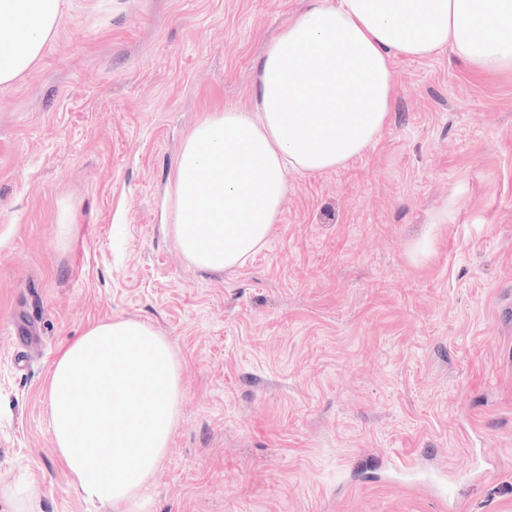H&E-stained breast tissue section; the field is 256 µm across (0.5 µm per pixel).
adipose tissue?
Instances as JSON below:
<instances>
[{
  "mask_svg": "<svg viewBox=\"0 0 512 512\" xmlns=\"http://www.w3.org/2000/svg\"><path fill=\"white\" fill-rule=\"evenodd\" d=\"M65 0H0V86L41 60ZM484 72L512 71V0H309L266 47L256 109L212 112L179 151L176 245L209 272L244 267L267 244L293 171L361 155L391 112L393 57L445 50ZM182 364L152 325L89 326L52 363L48 416L57 458L85 500L128 512L178 425Z\"/></svg>",
  "mask_w": 512,
  "mask_h": 512,
  "instance_id": "obj_1",
  "label": "adipose tissue"
}]
</instances>
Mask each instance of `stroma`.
<instances>
[{
  "label": "stroma",
  "mask_w": 512,
  "mask_h": 512,
  "mask_svg": "<svg viewBox=\"0 0 512 512\" xmlns=\"http://www.w3.org/2000/svg\"><path fill=\"white\" fill-rule=\"evenodd\" d=\"M306 4L68 0L0 87V479L41 512H106L52 451L45 387L117 318L183 366L133 512H512V72L393 59L379 136L291 173L245 267L204 273L175 244L184 140L253 110L266 45Z\"/></svg>",
  "instance_id": "obj_1"
}]
</instances>
